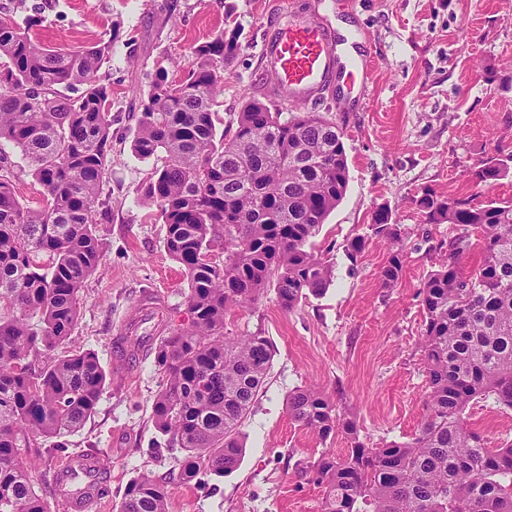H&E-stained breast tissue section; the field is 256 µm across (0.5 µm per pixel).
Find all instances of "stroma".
Returning a JSON list of instances; mask_svg holds the SVG:
<instances>
[{"mask_svg": "<svg viewBox=\"0 0 512 512\" xmlns=\"http://www.w3.org/2000/svg\"><path fill=\"white\" fill-rule=\"evenodd\" d=\"M53 46H82L114 32L101 73L112 87V149L103 191L112 198L99 225L104 261L81 290L78 323L68 344L94 352L108 385L94 415L68 436L70 451L107 455L111 492L104 512H118L129 479L168 477L170 512H320L323 488L297 474L323 448L343 454V436L320 442L288 415L289 392L312 386L353 413L362 439L407 440L424 414L426 378L420 342L424 315L418 289L461 234L455 224L425 223L414 203L427 188L465 196L474 170L512 152V0H0V16L24 23ZM315 18L352 43L354 59L371 62V96L341 104L326 95L311 104L344 131L346 194L326 219L315 248L333 268L321 294L282 311L274 290L226 318L232 336L262 332L275 350L272 368L244 427L237 470L215 485L179 477V449L167 447L150 418L162 376L154 357L119 334L131 304L157 292L169 328L186 319V276L165 246L166 226L139 202L155 163L131 148L134 112L158 62H185L192 48L222 30H237L238 51L224 69L221 116L232 120L249 98L262 97L259 49L280 14ZM386 210L402 231L403 271L382 288L389 245L372 217ZM365 243L357 258L346 247ZM464 418L489 447L512 440V408L487 398Z\"/></svg>", "mask_w": 512, "mask_h": 512, "instance_id": "1", "label": "stroma"}]
</instances>
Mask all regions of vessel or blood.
Segmentation results:
<instances>
[{
  "label": "vessel or blood",
  "mask_w": 512,
  "mask_h": 512,
  "mask_svg": "<svg viewBox=\"0 0 512 512\" xmlns=\"http://www.w3.org/2000/svg\"><path fill=\"white\" fill-rule=\"evenodd\" d=\"M340 40L334 30L317 21L273 25L264 38L260 60L264 75L272 80L279 98L289 104H306L334 88L367 90L369 71L356 62H342ZM164 300L156 293L143 294L126 315L121 332L129 334L143 320L161 319ZM62 468L94 480L101 467L99 456L75 454L64 459Z\"/></svg>",
  "instance_id": "1"
}]
</instances>
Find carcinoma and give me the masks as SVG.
Instances as JSON below:
<instances>
[{"label":"carcinoma","mask_w":512,"mask_h":512,"mask_svg":"<svg viewBox=\"0 0 512 512\" xmlns=\"http://www.w3.org/2000/svg\"><path fill=\"white\" fill-rule=\"evenodd\" d=\"M31 17L20 26L0 18V141L19 149L43 187L45 205L22 204L12 170L0 174V512H52L48 491L70 488L48 470L36 486L32 460L64 456L63 438L97 409L107 373L95 353L66 351L78 321L80 290L101 266L97 225L110 219L101 195L112 148V88L100 70L113 37L74 49L44 44ZM236 33L222 31L191 51L184 75L157 68L140 100L132 151L155 160L140 201L157 208L166 248L188 284V321L162 337L154 364L163 374L152 422L184 452L186 482L234 472L242 427L273 361L260 332L224 333L227 313L256 304L268 287L288 312L332 281V266L314 238L343 199L348 161L339 125L319 112L284 118L270 104L245 102L218 132L224 67ZM512 170V154L474 171L486 187ZM451 197L427 188L416 205L427 224L481 232V261L462 270L467 236L448 242L418 297L428 392L418 430L382 446L360 439L356 421L311 386L288 394L290 418L323 442L340 434L350 448H325L305 467L324 487L321 512H512V442L496 448L464 424L476 399L512 408V199ZM384 210L374 233L395 244L400 228ZM400 250L380 270L397 287ZM51 441L47 447L43 442ZM168 482L141 474L124 491L119 512H169ZM109 493L98 473L83 497Z\"/></svg>","instance_id":"carcinoma-1"}]
</instances>
